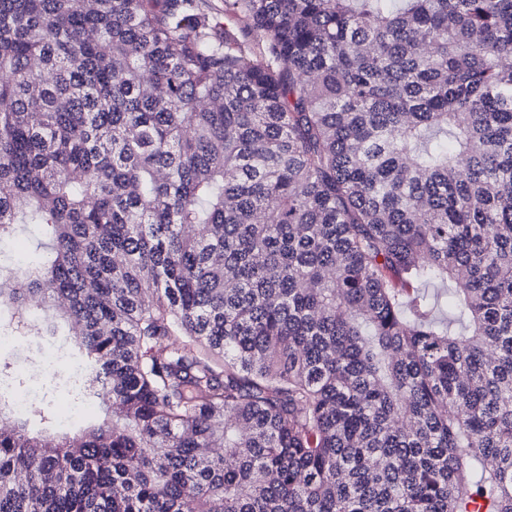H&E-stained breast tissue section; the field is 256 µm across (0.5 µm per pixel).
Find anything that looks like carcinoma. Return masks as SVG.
<instances>
[{
    "label": "carcinoma",
    "mask_w": 512,
    "mask_h": 512,
    "mask_svg": "<svg viewBox=\"0 0 512 512\" xmlns=\"http://www.w3.org/2000/svg\"><path fill=\"white\" fill-rule=\"evenodd\" d=\"M0 330L102 417L0 512H512V0H0Z\"/></svg>",
    "instance_id": "1"
}]
</instances>
